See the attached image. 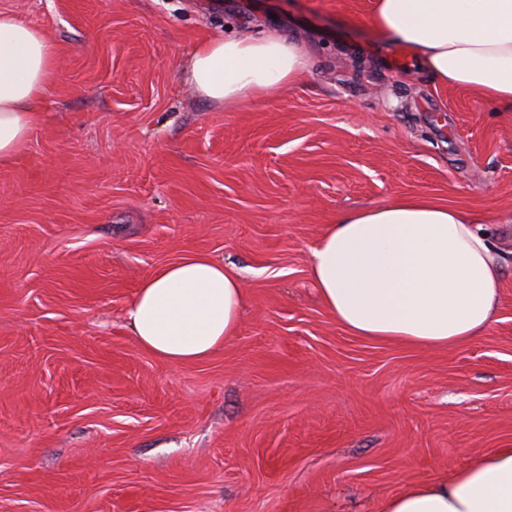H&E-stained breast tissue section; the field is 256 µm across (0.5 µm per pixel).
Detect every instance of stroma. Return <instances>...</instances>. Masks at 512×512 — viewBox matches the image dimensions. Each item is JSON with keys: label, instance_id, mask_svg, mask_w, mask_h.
<instances>
[{"label": "stroma", "instance_id": "35a3bbf8", "mask_svg": "<svg viewBox=\"0 0 512 512\" xmlns=\"http://www.w3.org/2000/svg\"><path fill=\"white\" fill-rule=\"evenodd\" d=\"M374 0H0L58 48L46 118L0 167V512H380L512 447V108L437 87L367 26ZM298 36L263 104L197 97V44ZM423 195L504 267L490 330L428 350L352 335L311 251L342 211ZM234 266L236 336L205 361L139 346L142 279Z\"/></svg>", "mask_w": 512, "mask_h": 512}]
</instances>
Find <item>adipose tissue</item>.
<instances>
[{
  "mask_svg": "<svg viewBox=\"0 0 512 512\" xmlns=\"http://www.w3.org/2000/svg\"><path fill=\"white\" fill-rule=\"evenodd\" d=\"M368 24L379 40L411 49L440 87L512 108V0H375ZM56 59L41 29L0 12V165L14 162L40 125ZM307 69L298 40L240 31L200 43L186 77L200 97L232 109L299 84ZM309 277L351 334L447 349L489 330L504 268L468 215L399 197L339 213L312 250ZM246 303L235 269L189 253L139 283L128 321L144 350L190 364L236 335ZM381 512H512V448L476 453L463 468L387 497Z\"/></svg>",
  "mask_w": 512,
  "mask_h": 512,
  "instance_id": "ef3b65f1",
  "label": "adipose tissue"
}]
</instances>
